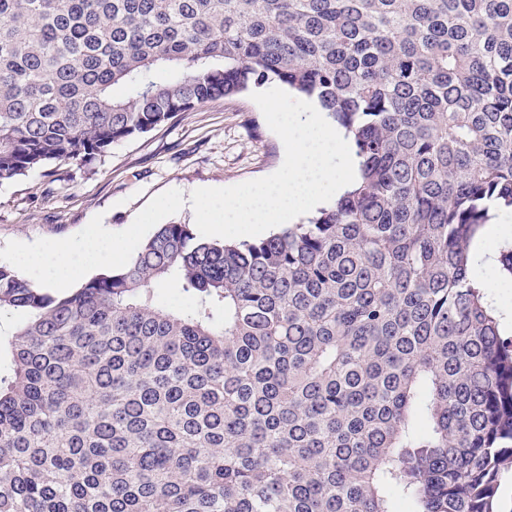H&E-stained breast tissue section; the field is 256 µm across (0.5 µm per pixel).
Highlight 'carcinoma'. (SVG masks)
Here are the masks:
<instances>
[{"mask_svg":"<svg viewBox=\"0 0 512 512\" xmlns=\"http://www.w3.org/2000/svg\"><path fill=\"white\" fill-rule=\"evenodd\" d=\"M269 80L357 188L258 242L163 224L68 293L0 265V512H495L512 342L473 265L512 209V0H0V183Z\"/></svg>","mask_w":512,"mask_h":512,"instance_id":"1","label":"carcinoma"}]
</instances>
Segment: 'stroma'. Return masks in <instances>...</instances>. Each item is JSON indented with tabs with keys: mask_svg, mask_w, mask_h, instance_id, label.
I'll return each instance as SVG.
<instances>
[{
	"mask_svg": "<svg viewBox=\"0 0 512 512\" xmlns=\"http://www.w3.org/2000/svg\"><path fill=\"white\" fill-rule=\"evenodd\" d=\"M283 143L250 92L205 104L133 140L114 145L87 170L51 164L0 184V265L15 266L24 247L50 239L105 233L143 243L163 224H190L186 201L203 187H229L276 171ZM506 233L478 253L487 300L512 311V274L500 259L512 250V210L500 213Z\"/></svg>",
	"mask_w": 512,
	"mask_h": 512,
	"instance_id": "obj_1",
	"label": "stroma"
}]
</instances>
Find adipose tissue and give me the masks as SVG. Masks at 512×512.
Masks as SVG:
<instances>
[{"instance_id":"adipose-tissue-1","label":"adipose tissue","mask_w":512,"mask_h":512,"mask_svg":"<svg viewBox=\"0 0 512 512\" xmlns=\"http://www.w3.org/2000/svg\"><path fill=\"white\" fill-rule=\"evenodd\" d=\"M127 249L126 242L95 234L83 242L46 241L25 250L20 258L23 275L38 286L65 289L91 271L111 266Z\"/></svg>"}]
</instances>
